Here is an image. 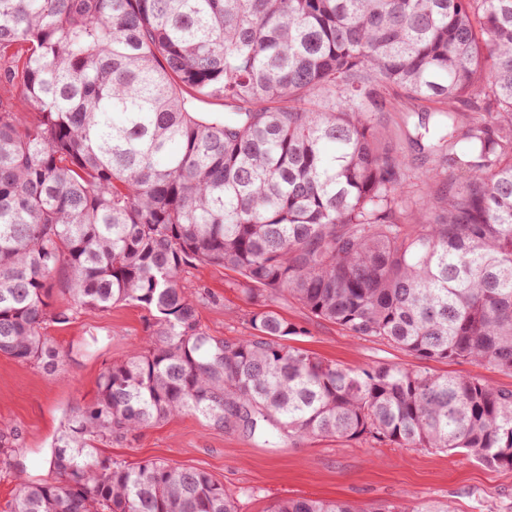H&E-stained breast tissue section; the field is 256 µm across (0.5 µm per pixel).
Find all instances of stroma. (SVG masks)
<instances>
[{
	"label": "stroma",
	"mask_w": 512,
	"mask_h": 512,
	"mask_svg": "<svg viewBox=\"0 0 512 512\" xmlns=\"http://www.w3.org/2000/svg\"><path fill=\"white\" fill-rule=\"evenodd\" d=\"M235 275L204 265L182 276L189 291L208 295L199 309L207 331L219 338L246 334L251 306L234 287ZM274 308L299 335L290 345L345 367L377 364L421 366L436 374L473 376L512 389V375L474 361L428 363L376 340L349 336L340 326L312 317L290 298ZM155 319L146 309L115 305L82 309L68 323H47L44 333L64 362L50 374L38 364L0 355V434L13 453L0 464V512L25 482L52 480V446L69 417L89 405L105 368L127 357L151 336ZM98 451L118 461L162 460L208 471L237 499L239 512H268L277 499L344 500L360 507L399 502L446 505L451 512H512V470L492 469L463 453L399 448L365 440L267 439L216 429L184 414L121 440L101 441Z\"/></svg>",
	"instance_id": "1"
}]
</instances>
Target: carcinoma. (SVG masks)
I'll return each instance as SVG.
<instances>
[{"label":"carcinoma","instance_id":"carcinoma-1","mask_svg":"<svg viewBox=\"0 0 512 512\" xmlns=\"http://www.w3.org/2000/svg\"><path fill=\"white\" fill-rule=\"evenodd\" d=\"M0 69V355L52 373L46 323L116 304L157 320L11 512H237L205 470L98 453L185 413L512 470V390L325 362L281 343L301 330L273 309L512 373V0H0ZM412 101L422 171L382 127ZM208 264L237 275L248 335L203 328L181 273Z\"/></svg>","mask_w":512,"mask_h":512}]
</instances>
